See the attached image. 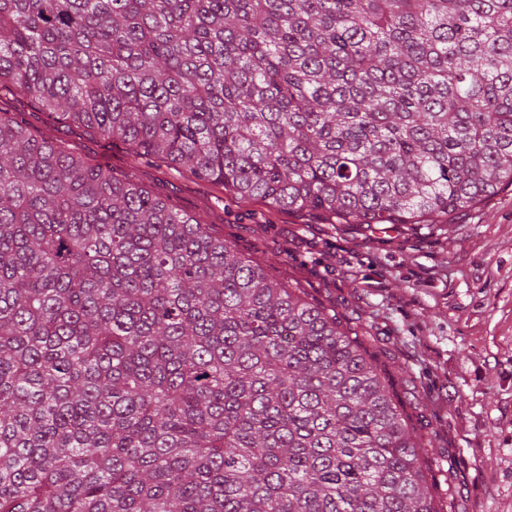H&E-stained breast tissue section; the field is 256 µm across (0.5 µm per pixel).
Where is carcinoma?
Wrapping results in <instances>:
<instances>
[{
    "label": "carcinoma",
    "instance_id": "1",
    "mask_svg": "<svg viewBox=\"0 0 512 512\" xmlns=\"http://www.w3.org/2000/svg\"><path fill=\"white\" fill-rule=\"evenodd\" d=\"M339 224L512 186V0H0V89ZM336 315L0 111V512H444Z\"/></svg>",
    "mask_w": 512,
    "mask_h": 512
}]
</instances>
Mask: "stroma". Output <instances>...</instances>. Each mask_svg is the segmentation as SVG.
I'll return each instance as SVG.
<instances>
[{
    "instance_id": "stroma-1",
    "label": "stroma",
    "mask_w": 512,
    "mask_h": 512,
    "mask_svg": "<svg viewBox=\"0 0 512 512\" xmlns=\"http://www.w3.org/2000/svg\"><path fill=\"white\" fill-rule=\"evenodd\" d=\"M0 108L91 164L202 216L269 276L333 311L382 370L426 448L446 512H512V189L449 224H328L244 200L128 145L48 122L29 98Z\"/></svg>"
}]
</instances>
